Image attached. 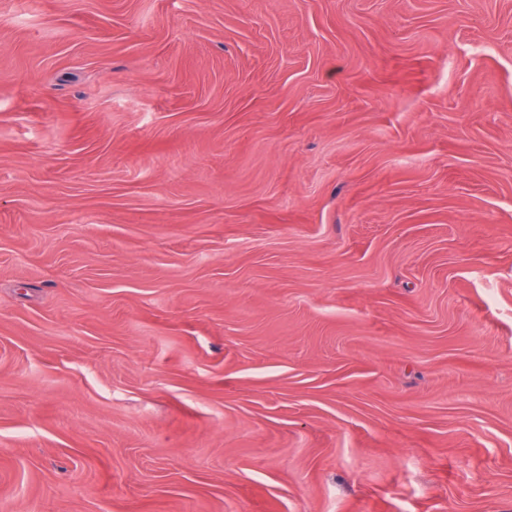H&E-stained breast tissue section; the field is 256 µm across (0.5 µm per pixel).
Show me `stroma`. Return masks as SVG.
<instances>
[{
    "mask_svg": "<svg viewBox=\"0 0 512 512\" xmlns=\"http://www.w3.org/2000/svg\"><path fill=\"white\" fill-rule=\"evenodd\" d=\"M0 512H512V0H0Z\"/></svg>",
    "mask_w": 512,
    "mask_h": 512,
    "instance_id": "1",
    "label": "stroma"
}]
</instances>
